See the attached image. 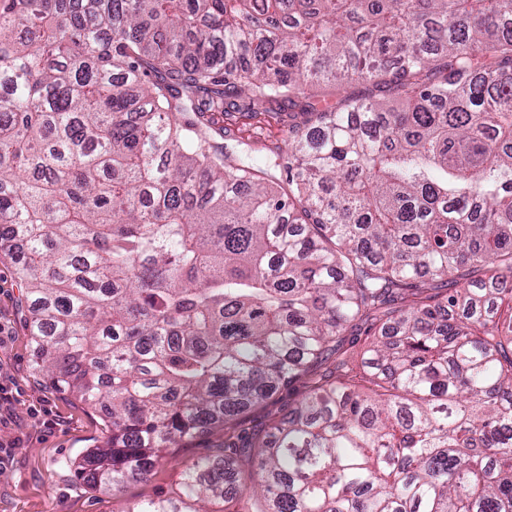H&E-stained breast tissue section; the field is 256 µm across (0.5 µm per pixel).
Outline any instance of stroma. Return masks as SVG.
Masks as SVG:
<instances>
[{"label":"stroma","instance_id":"stroma-1","mask_svg":"<svg viewBox=\"0 0 512 512\" xmlns=\"http://www.w3.org/2000/svg\"><path fill=\"white\" fill-rule=\"evenodd\" d=\"M240 138L284 144L288 121L266 108L251 114H216ZM21 290L9 257H0V369L18 395L14 420L0 424V441H17L0 471V512H132L137 504L174 491L185 463L213 455L217 437L186 448H167L148 478H133L120 491L91 489L75 476L80 455L106 435L100 413L42 385L33 370L32 346L18 311Z\"/></svg>","mask_w":512,"mask_h":512}]
</instances>
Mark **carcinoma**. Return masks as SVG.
<instances>
[{
	"mask_svg": "<svg viewBox=\"0 0 512 512\" xmlns=\"http://www.w3.org/2000/svg\"><path fill=\"white\" fill-rule=\"evenodd\" d=\"M356 80L402 106L214 139ZM19 245L34 370L109 432L80 480L224 433L132 512H512V0H0ZM274 106L251 114L250 112H224L215 114L216 127H227L236 137L250 139L258 144H286L288 142V121ZM302 392L303 388L300 384H296L295 388L289 392L288 390L279 392L267 403L256 407L249 414L250 422H248V427L265 424L288 416V409L294 406L295 401L300 398Z\"/></svg>",
	"mask_w": 512,
	"mask_h": 512,
	"instance_id": "carcinoma-1",
	"label": "carcinoma"
}]
</instances>
